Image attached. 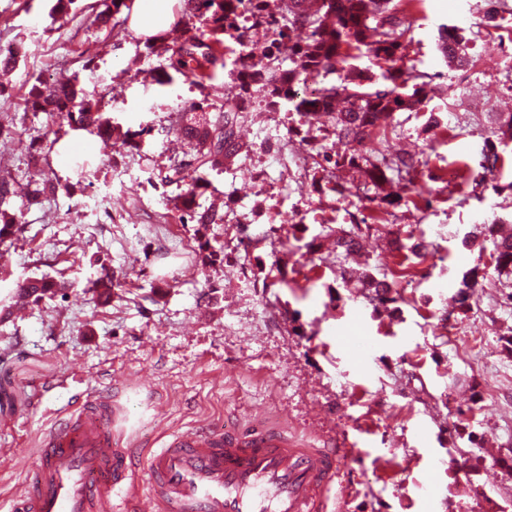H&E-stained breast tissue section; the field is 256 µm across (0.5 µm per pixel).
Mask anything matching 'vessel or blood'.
<instances>
[{
    "label": "vessel or blood",
    "instance_id": "vessel-or-blood-1",
    "mask_svg": "<svg viewBox=\"0 0 512 512\" xmlns=\"http://www.w3.org/2000/svg\"><path fill=\"white\" fill-rule=\"evenodd\" d=\"M111 400L87 396L56 416L39 442L15 512H115L113 492L132 485L139 466L147 489L136 512H329L350 448L310 445L257 420L173 434L142 454L113 430Z\"/></svg>",
    "mask_w": 512,
    "mask_h": 512
}]
</instances>
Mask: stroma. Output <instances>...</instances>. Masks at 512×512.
Wrapping results in <instances>:
<instances>
[{
    "mask_svg": "<svg viewBox=\"0 0 512 512\" xmlns=\"http://www.w3.org/2000/svg\"><path fill=\"white\" fill-rule=\"evenodd\" d=\"M57 0H0V46H23L0 72V179L21 194L41 190L19 232L0 244V512H11L55 413L88 393L111 397L115 427L138 448L192 425L216 429L264 416L304 437L320 432L360 449L332 491L333 512H512V277L467 247L475 225L512 228V146L494 173L502 193L441 184L448 170L482 175L481 130L512 109V0L501 29L486 27L485 0H410L408 52L436 94L424 111L401 112L389 153L418 152L432 178L428 202L385 218L367 190L355 205L322 197L295 153L289 112L254 108L240 129L248 157L208 170L201 208L224 221L198 229L166 182L189 147L169 115L197 103L213 111L233 92L241 47L230 43L213 80L194 85L152 75L165 58L146 55L129 32V10L113 28L88 14L62 20ZM448 24L475 33L473 62L450 67L436 47ZM93 68H86V59ZM77 75L104 98L121 129L143 130L139 149L95 138L93 152L60 161L67 121L25 116L37 80ZM440 127L423 130L428 113ZM365 218L370 229L353 269H409L394 312H374L356 282L319 261L306 244L323 225ZM306 225L301 240L289 223ZM422 234L425 260L396 250ZM209 240L225 260L202 265ZM483 268L489 282L464 316L453 307L462 277ZM119 281L111 299L92 284ZM47 277L52 294L12 311L18 284ZM467 419L470 434L452 424Z\"/></svg>",
    "mask_w": 512,
    "mask_h": 512,
    "instance_id": "35a3bbf8",
    "label": "stroma"
}]
</instances>
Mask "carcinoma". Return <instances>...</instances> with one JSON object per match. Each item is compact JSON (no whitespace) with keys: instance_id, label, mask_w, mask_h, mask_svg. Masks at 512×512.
I'll return each instance as SVG.
<instances>
[{"instance_id":"obj_1","label":"carcinoma","mask_w":512,"mask_h":512,"mask_svg":"<svg viewBox=\"0 0 512 512\" xmlns=\"http://www.w3.org/2000/svg\"><path fill=\"white\" fill-rule=\"evenodd\" d=\"M182 19L198 21L204 33L186 38L177 48L164 44L160 34L144 42L152 55L170 53L168 64L155 75L160 85L170 83L173 74L194 79L200 84L214 75L218 52L225 38L241 41L240 21L250 23L248 30L270 37L263 59L239 58L235 73L238 92L224 97V103L207 117L188 116L186 108L171 114L170 128L187 141L194 159L171 166L177 180L186 189L179 195L181 210L200 225L222 224L224 214L215 209L199 210L196 198L208 186L205 169L249 153L239 138V129L252 103L261 101L271 110L282 104L296 115L292 120L299 143L315 153L312 182L323 193H333L342 200L351 196L350 188L340 181L343 171L354 172L364 185L374 188L370 201L390 215L401 205L404 195L416 191L415 180L423 175L422 162L414 155L386 153L388 130L399 112H419L432 92L428 74L420 71L409 58L405 41L410 22L399 15L393 0H276L270 10L268 0H180ZM127 0H110L106 9L96 13L93 23L108 27ZM471 38L465 29L443 26L437 48L448 62L464 67L469 64ZM368 58L370 65L359 67L352 61ZM289 65H284V62ZM346 65L338 84L321 86L299 94L295 86L315 80L338 63ZM25 109L64 117L77 129L94 130L109 136L117 127L106 111L104 100L84 96L77 77L53 83L38 82L28 92ZM344 144L341 153L327 149L330 139ZM512 143V113H499L497 127L484 137L483 159L496 163L498 147ZM17 195L10 184L0 181V243L15 233L19 223L17 210L3 208L7 199ZM327 235L336 239V250L323 257L340 267L356 249L361 225L350 228L325 226ZM492 244L490 256L499 273L512 274V237H499L494 225L483 224L479 233L465 240L471 246ZM397 272H366L358 284L367 291L375 306L386 308L398 303ZM484 275L475 268L467 272L458 292L459 310L465 314L477 289L483 287Z\"/></svg>"}]
</instances>
